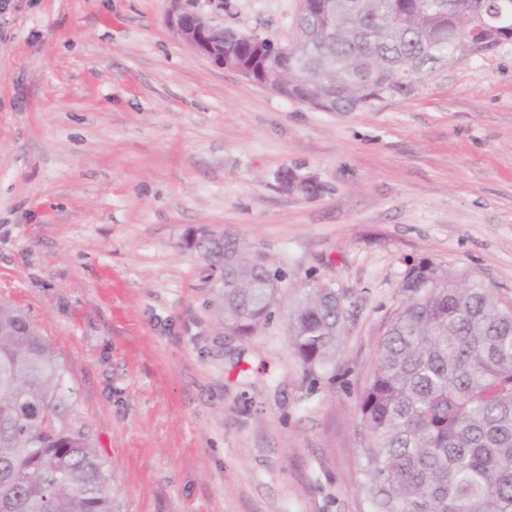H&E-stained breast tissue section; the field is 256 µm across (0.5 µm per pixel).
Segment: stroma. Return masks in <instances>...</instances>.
<instances>
[{
	"instance_id": "obj_1",
	"label": "stroma",
	"mask_w": 512,
	"mask_h": 512,
	"mask_svg": "<svg viewBox=\"0 0 512 512\" xmlns=\"http://www.w3.org/2000/svg\"><path fill=\"white\" fill-rule=\"evenodd\" d=\"M281 43L297 0H215ZM170 0H0V302L67 369L112 512H364L357 397L410 262L512 291V43L322 112L216 66ZM314 176L311 197L283 171ZM232 230L347 295L309 375L283 299L225 329L187 239Z\"/></svg>"
}]
</instances>
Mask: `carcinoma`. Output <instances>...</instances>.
Returning a JSON list of instances; mask_svg holds the SVG:
<instances>
[{
  "label": "carcinoma",
  "instance_id": "cac0c4a2",
  "mask_svg": "<svg viewBox=\"0 0 512 512\" xmlns=\"http://www.w3.org/2000/svg\"><path fill=\"white\" fill-rule=\"evenodd\" d=\"M490 21L498 0H455ZM300 26L318 40L288 60V98L305 103L339 76L336 112L408 97L435 65L472 54L445 0H311ZM218 274L224 328L266 325L282 276L231 231L192 241ZM360 392V486L369 512H512V293L473 274L408 268ZM346 296L310 279L289 304L288 334L306 370L336 362ZM66 367L27 313L0 303V512H112L103 462L70 417Z\"/></svg>",
  "mask_w": 512,
  "mask_h": 512
}]
</instances>
